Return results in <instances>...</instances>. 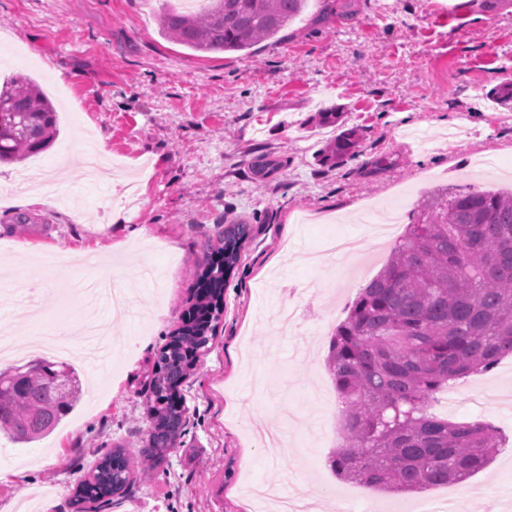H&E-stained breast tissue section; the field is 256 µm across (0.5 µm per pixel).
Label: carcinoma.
<instances>
[{
  "label": "carcinoma",
  "mask_w": 512,
  "mask_h": 512,
  "mask_svg": "<svg viewBox=\"0 0 512 512\" xmlns=\"http://www.w3.org/2000/svg\"><path fill=\"white\" fill-rule=\"evenodd\" d=\"M306 0H208L205 11L164 12L161 36L200 53H250L276 38ZM512 103V79L490 93ZM57 133L55 109L26 79L0 85V164L45 151ZM361 134L341 131L320 153L334 165L359 152ZM251 225H224L218 258L200 273L196 314L160 348L152 378L148 448L161 457L180 437L186 408L170 402L207 349L224 312V281ZM512 354V191L431 192L385 269L347 307L330 339L329 368L341 400L344 444L331 470L348 481L395 490L461 482L484 468L504 439L483 422L452 423L430 412L449 382L490 370ZM0 370V434L29 444L52 433L74 409V369L40 360ZM132 481L127 454L105 455L74 495L76 512L121 493Z\"/></svg>",
  "instance_id": "obj_1"
}]
</instances>
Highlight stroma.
Segmentation results:
<instances>
[{
    "mask_svg": "<svg viewBox=\"0 0 512 512\" xmlns=\"http://www.w3.org/2000/svg\"><path fill=\"white\" fill-rule=\"evenodd\" d=\"M168 0H0V82L22 76L57 108L58 133L40 153L54 183L38 203L13 206L8 186L30 161L0 166V261L14 297L0 295V338L35 321L25 293L69 333L71 361L96 381L84 351L88 316L106 321L112 373L46 438L18 446L0 435V512H74L77 484L123 446L133 480L92 512H262L254 484L288 495L302 487L312 512H387L455 494L468 512H512V356L454 382L451 422L484 421L507 445L465 483L408 494L335 477L343 442L329 341L345 307L384 268L372 235L384 210L405 222L433 188L512 189V124L504 108L468 112L473 86L491 91L512 59V0H308L282 40L254 55H203L163 38ZM333 108L337 125L310 119ZM359 128V155L335 166L318 152L338 130ZM104 148L139 198L118 200L117 177L85 175ZM25 227H17L18 217ZM252 236L224 284V313L179 388L187 409L174 448L154 461L150 381L157 352L196 301V279L225 224ZM365 239L350 259L320 252L332 236ZM45 252L66 254L45 278ZM301 313L303 344L271 330L281 304ZM98 381V380H97Z\"/></svg>",
    "mask_w": 512,
    "mask_h": 512,
    "instance_id": "obj_1",
    "label": "stroma"
}]
</instances>
